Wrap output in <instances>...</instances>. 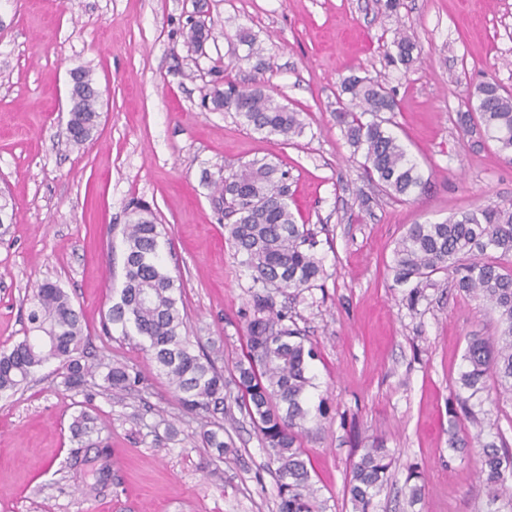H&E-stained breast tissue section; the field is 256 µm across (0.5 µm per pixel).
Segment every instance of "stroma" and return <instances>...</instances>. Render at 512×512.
I'll return each instance as SVG.
<instances>
[{
    "instance_id": "35a3bbf8",
    "label": "stroma",
    "mask_w": 512,
    "mask_h": 512,
    "mask_svg": "<svg viewBox=\"0 0 512 512\" xmlns=\"http://www.w3.org/2000/svg\"><path fill=\"white\" fill-rule=\"evenodd\" d=\"M0 0V190L16 213L0 235V348L22 340L34 286L58 283L90 336L87 352L145 377L115 397L66 388L52 366L0 398V512H278L268 452L241 413L225 419L224 459L204 448L203 419L186 414L134 342L106 329L121 286L122 229L136 203L164 224L165 259L183 284L191 341L216 342L231 368L244 346L252 281L228 239L212 182L262 160L288 173V202L315 241L324 275L288 297L313 345L312 402L328 412L301 446L327 512H352L345 493L365 449L387 448L390 484L378 512H512L490 499L477 456L450 436L512 448V395L455 399L471 334L491 337L495 313L439 273L417 298L397 283L393 249L408 224L440 223L512 203V160L479 125L462 126L470 91H512V0ZM199 16L213 37L185 39ZM253 34L272 68L258 70L236 34ZM420 50L390 63L396 31ZM91 71L101 121L82 150L63 129L69 73ZM371 77L399 103L390 131L423 176L403 201L369 184L336 120L341 82ZM274 87L299 112L289 144L205 107L215 82ZM93 430L74 436L80 412ZM176 435L166 431L167 423ZM424 478L408 505L410 473Z\"/></svg>"
}]
</instances>
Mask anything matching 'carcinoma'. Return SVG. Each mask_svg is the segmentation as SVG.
I'll use <instances>...</instances> for the list:
<instances>
[{
    "mask_svg": "<svg viewBox=\"0 0 512 512\" xmlns=\"http://www.w3.org/2000/svg\"><path fill=\"white\" fill-rule=\"evenodd\" d=\"M212 30L189 27V44L201 49ZM388 53L390 62L408 69L417 57V44L397 34ZM81 86L70 101L75 130L66 135L74 148L83 147L97 126L98 95L88 70H78ZM349 103L338 109V120L354 151L362 152L363 174L396 197H409L424 186L417 165L408 157L383 120L362 121L366 113L393 112V94L379 81L352 75L341 82ZM213 109L233 112L241 123L267 136L288 142L303 133L300 113L280 103L269 90L256 86L239 89L227 85L211 98ZM460 116L466 124L477 115L486 135L499 150L512 154V95L495 82L475 87ZM287 173L277 166L253 160L213 181L224 200V216L234 218L226 228L235 252L241 255L253 285V316L247 320L244 348L233 364L230 380L224 369L203 347H194L187 334L180 278L166 265L163 249L166 232L149 210L141 209L124 225L122 287L108 309L106 323L124 338L143 341L148 360L167 379L172 393L187 414L215 417L227 412V391L235 388V403L249 418L269 449L278 482V512H325L312 489L311 474L300 437L308 424L324 417L323 406L311 415L309 389L315 387L309 373L314 347L305 345L298 329L290 325L288 309L276 308L271 292L300 293L323 274L321 261L312 251L314 242L288 205ZM396 280L422 283L437 273L455 276L454 287L499 316V334L493 338L473 335L464 354L460 373L462 388L456 395L467 408L471 397L487 390L492 380L497 389L512 394V204L474 208L436 224H410L394 247ZM31 335L0 351V397L15 393L48 364L68 388H79L94 375L88 361L85 333L71 298L59 285L43 282L32 291L28 314ZM101 388L114 395H128L142 381L141 371L116 362L106 366ZM206 447L224 456V427L202 433ZM478 479L491 499L508 490L512 479V451L504 442L479 444ZM392 458L380 446L368 448L353 464L347 484L353 512H376L384 492Z\"/></svg>",
    "mask_w": 512,
    "mask_h": 512,
    "instance_id": "obj_1",
    "label": "carcinoma"
}]
</instances>
